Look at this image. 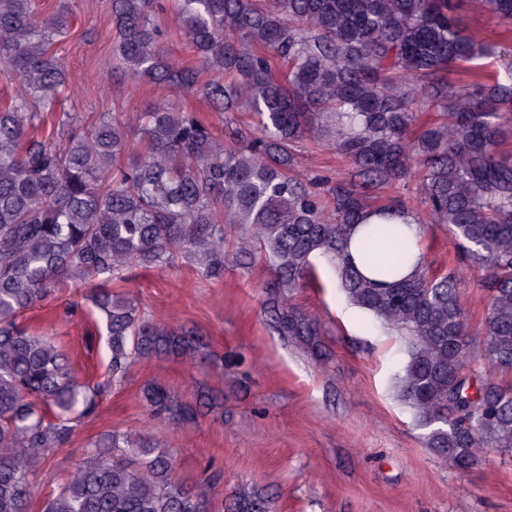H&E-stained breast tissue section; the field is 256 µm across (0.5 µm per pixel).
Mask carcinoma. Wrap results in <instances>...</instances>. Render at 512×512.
Listing matches in <instances>:
<instances>
[{
    "mask_svg": "<svg viewBox=\"0 0 512 512\" xmlns=\"http://www.w3.org/2000/svg\"><path fill=\"white\" fill-rule=\"evenodd\" d=\"M512 30V0H487ZM156 0H111L112 55L135 82L200 90L219 113L246 107L255 128L220 141L191 112L149 105L135 122L104 116L88 130L56 104L71 93L52 46L68 33L69 11L43 14L40 0H0V63L23 92L0 108V512H27L33 464L52 455L92 416L102 383L81 380L47 336L20 315L70 279L101 284L89 299L109 358L107 383L120 386L138 361L179 359L193 367V332L151 321L112 286L122 270L190 263L205 281L224 264L260 256L273 273L270 319L295 348L325 357L318 316L288 302L320 258L351 305L404 341L397 397L424 430L427 446L467 470L475 448L512 453V385L484 364L512 373V45L493 52L454 0H177L181 26L203 66L172 62L153 15ZM493 83L458 84L453 74L492 54ZM438 118L412 133L421 108ZM326 137L352 167L321 193L292 175L295 147ZM420 218L370 192L404 186L417 172ZM350 251L352 231L367 215ZM441 224L489 294L481 340L465 317L456 268L392 282L366 278L358 264L394 276L408 261L405 225ZM143 405L178 424L200 404L163 385ZM214 480L189 486L161 442L111 430L87 441L82 458L43 512H214ZM231 512H270L259 488L239 491Z\"/></svg>",
    "mask_w": 512,
    "mask_h": 512,
    "instance_id": "carcinoma-1",
    "label": "carcinoma"
}]
</instances>
